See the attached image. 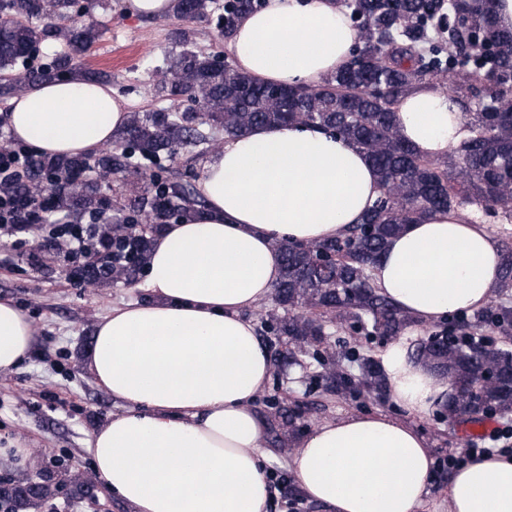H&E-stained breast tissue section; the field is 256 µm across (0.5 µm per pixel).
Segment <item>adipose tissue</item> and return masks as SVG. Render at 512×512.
<instances>
[{"label":"adipose tissue","mask_w":512,"mask_h":512,"mask_svg":"<svg viewBox=\"0 0 512 512\" xmlns=\"http://www.w3.org/2000/svg\"><path fill=\"white\" fill-rule=\"evenodd\" d=\"M362 41L337 0H266L243 16L227 48L258 82L315 86ZM402 136L437 159L470 136L459 101L422 83L397 106ZM126 105L109 85L79 76L40 81L11 98L13 137L39 153L86 156L110 144ZM203 205L163 226L153 242L148 298L96 327L87 365L123 403L87 443L91 471L131 512H268L266 420L254 410L274 364L246 310L280 280V241L342 234L375 203L381 185L367 156L340 136L302 125L256 126L204 163ZM501 246L476 212L410 224L371 271L377 291L413 321L436 323L485 306L499 279ZM36 328L0 299V372L31 353ZM411 331L381 353L391 400L423 417L451 385L407 358ZM434 461L425 437L383 413L317 425L289 455L302 495L322 512H424ZM448 512H512V455L457 468Z\"/></svg>","instance_id":"1"}]
</instances>
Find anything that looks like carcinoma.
I'll list each match as a JSON object with an SVG mask.
<instances>
[{"instance_id": "cac0c4a2", "label": "carcinoma", "mask_w": 512, "mask_h": 512, "mask_svg": "<svg viewBox=\"0 0 512 512\" xmlns=\"http://www.w3.org/2000/svg\"><path fill=\"white\" fill-rule=\"evenodd\" d=\"M259 0H232L216 27L231 39L238 19L256 10ZM493 0H344L360 22L362 48L349 65L315 87L288 93L259 83L212 56L185 51L167 69L159 90L173 94L190 88L202 112L197 125H184V113L169 110L134 112L119 134L122 149L101 155V169L121 167L134 156L152 160L179 152L204 139L203 125L237 137L259 125L302 124L339 135L362 151L375 168L382 193L361 221L334 240L310 244L278 243L282 274L275 287L277 304L292 311L271 317L268 333L286 336L294 346L288 359L324 336L322 318L334 316L358 330L368 321L373 336L400 335L409 317L395 309L371 282L370 269L389 241L408 224L438 212L481 207L502 224H512V30L498 26ZM112 0H0V70L33 56L45 37L65 41L69 51L36 71L41 78H64L78 57L101 37L99 24H78L76 14L111 7ZM214 0H176L174 15L203 19ZM449 69L459 72L452 94L465 105L471 136L441 159L419 155L402 138L396 116L400 98ZM79 158L59 157L46 167L78 171ZM155 198L190 200L191 192L171 179L152 180ZM101 196H65L62 209L81 213L97 209ZM152 227L145 225L131 245L137 256L118 276L130 283L147 265ZM499 292L512 293V248L503 249ZM476 329L512 330V307H488L477 316ZM424 340L413 358L450 378L456 391L448 400V419L479 422L493 413L512 412V350L483 336L457 334L448 325ZM366 390L382 392L385 379L377 360L358 363Z\"/></svg>"}]
</instances>
